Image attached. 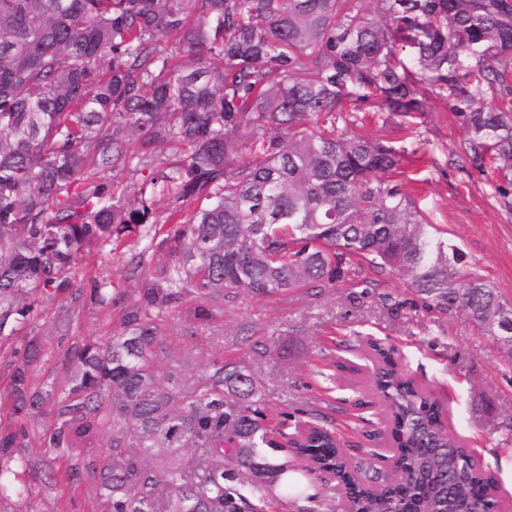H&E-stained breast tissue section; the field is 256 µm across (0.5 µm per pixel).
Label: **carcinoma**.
<instances>
[{
  "mask_svg": "<svg viewBox=\"0 0 512 512\" xmlns=\"http://www.w3.org/2000/svg\"><path fill=\"white\" fill-rule=\"evenodd\" d=\"M508 75L512 0H0V339L30 325L37 296L69 291L81 250L142 228L126 269L135 294L89 291L90 303L122 309L120 327L68 348L63 388L31 385L46 349L24 337L0 425V498L29 496L63 458L67 479L90 478L106 512H258L243 487L296 496L314 474L346 489L345 512H448L450 499L495 509L493 476L394 348L369 344L393 466L409 477L392 489L386 473L361 474L332 432L288 437L287 413H268L251 364L218 358L186 386L160 321L189 302L206 328L226 299L332 285L355 259L406 274L425 310L482 329L498 289L463 271V250L407 188L404 161L423 144L353 128L361 112L407 117L439 100L462 121L471 166L498 161L506 179ZM135 142L186 149L149 179L171 196L164 238L146 202L123 204L105 178L147 162ZM188 198L202 204L184 216ZM45 405L49 453L35 459L27 426ZM266 448L290 450L300 467Z\"/></svg>",
  "mask_w": 512,
  "mask_h": 512,
  "instance_id": "cac0c4a2",
  "label": "carcinoma"
}]
</instances>
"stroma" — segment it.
<instances>
[{
  "mask_svg": "<svg viewBox=\"0 0 512 512\" xmlns=\"http://www.w3.org/2000/svg\"><path fill=\"white\" fill-rule=\"evenodd\" d=\"M376 138L422 140L425 158L406 161L416 178L421 207L438 229L465 251L468 269L488 278L504 301L512 302V210L496 201L501 174L479 173L460 155V120L443 102L414 113L401 124L366 123ZM149 168L113 174L116 197L133 203L146 199L157 223H164L168 200L142 195ZM135 233L120 247L80 252L67 273L70 291L44 296L35 311V330L47 348V360L33 372L35 386H60L67 379L64 353L72 342L107 340L120 323L118 308L86 300L92 284L115 293H134L126 277ZM409 281L401 273L375 276L361 266L351 280L301 288L288 295L242 294L225 302L207 329L195 328L180 311L163 324V333L184 360L186 384H194L216 357L251 362L262 382L266 404L287 413L288 429L314 421H333L345 453L360 468L383 467L389 454L383 430L387 408L369 391L375 361L368 344L380 340L399 351L400 370L438 392L456 437L475 451L497 483L503 512H512V358L477 332L462 313L440 314L416 306ZM275 349L273 357H255V342ZM65 461L50 479L32 486L30 497L0 500V512H104L90 482L67 480Z\"/></svg>",
  "mask_w": 512,
  "mask_h": 512,
  "instance_id": "35a3bbf8",
  "label": "stroma"
}]
</instances>
